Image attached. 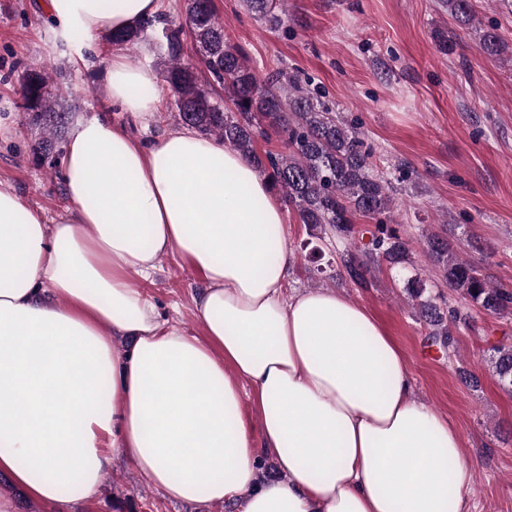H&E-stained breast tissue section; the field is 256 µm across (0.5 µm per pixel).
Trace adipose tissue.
I'll return each mask as SVG.
<instances>
[{"label":"adipose tissue","mask_w":512,"mask_h":512,"mask_svg":"<svg viewBox=\"0 0 512 512\" xmlns=\"http://www.w3.org/2000/svg\"><path fill=\"white\" fill-rule=\"evenodd\" d=\"M160 8L49 0V17L93 35ZM109 67L113 101L150 122L156 75L120 55ZM61 169L68 205L50 221L0 182V474L14 488L67 512L117 452L170 499L241 512H465L474 464L393 336L342 293H287L286 211L252 162L191 129L145 146L95 117L70 128ZM168 256L201 277L203 337L160 320L143 288ZM269 455L282 477L258 482Z\"/></svg>","instance_id":"adipose-tissue-1"}]
</instances>
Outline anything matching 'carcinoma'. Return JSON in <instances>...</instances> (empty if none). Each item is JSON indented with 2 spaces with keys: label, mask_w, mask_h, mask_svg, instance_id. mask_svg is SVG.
I'll list each match as a JSON object with an SVG mask.
<instances>
[{
  "label": "carcinoma",
  "mask_w": 512,
  "mask_h": 512,
  "mask_svg": "<svg viewBox=\"0 0 512 512\" xmlns=\"http://www.w3.org/2000/svg\"><path fill=\"white\" fill-rule=\"evenodd\" d=\"M246 3L271 26L284 22V0ZM443 7L462 27L468 29L476 21L474 0H444ZM186 15V28L173 25L161 13L109 34L108 40L134 46L147 32L161 34L163 78L178 120L237 148L295 209L309 236L324 244L333 240L342 243L343 249L336 250V263H327L334 276L368 288L375 267L385 264L392 269L405 264L409 256L406 241L381 219L394 209L396 187L375 171L361 133L345 120L336 103L311 91L309 84L295 75L288 76L286 84L280 82V73L259 81L244 54L224 39V24L213 11L211 0H188ZM185 32L209 74V84L224 88L230 106L215 100L185 63ZM479 44L491 56L508 49L497 34L489 31L479 36ZM19 98L30 125L42 134L36 152L47 150L66 120V113L58 109L65 93L49 75L30 70L20 82ZM272 134L282 142L284 151L258 155L256 139L268 140ZM356 214L376 221L366 243L356 235ZM425 253L443 272L448 288L465 300L460 307L446 309L434 297L422 298L423 289L417 280L407 281L418 320L434 342L445 349L454 347L452 331L469 324L470 305L488 314H512V295L493 287L479 267L462 260L449 240L434 234L426 236ZM487 362L498 384L512 392V344L491 346Z\"/></svg>",
  "instance_id": "cac0c4a2"
}]
</instances>
